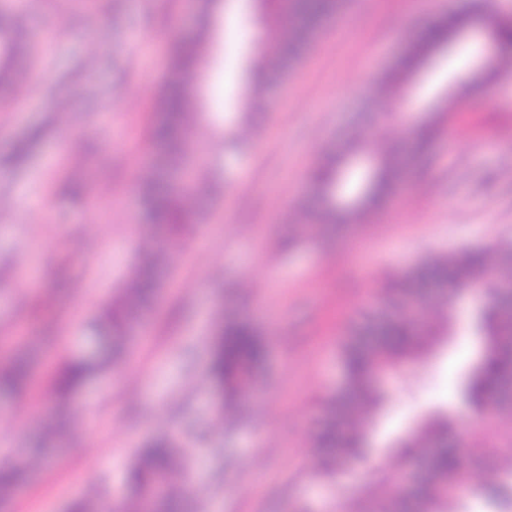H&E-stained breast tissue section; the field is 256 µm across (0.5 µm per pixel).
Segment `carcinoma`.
I'll use <instances>...</instances> for the list:
<instances>
[{
    "label": "carcinoma",
    "instance_id": "cac0c4a2",
    "mask_svg": "<svg viewBox=\"0 0 512 512\" xmlns=\"http://www.w3.org/2000/svg\"><path fill=\"white\" fill-rule=\"evenodd\" d=\"M219 0H198V25L194 34L176 41L170 66L162 84L159 119L152 127L151 140L162 154L164 166L179 171L171 181L153 175L140 183L142 219L148 233L143 238L131 279L99 316L98 330L106 340L104 351L93 358L71 360L57 379L58 408L45 430L60 437L71 414L66 399L86 379L125 355L128 336L141 322L160 287L161 270L169 252L188 230L184 202L208 193L191 156L193 124L198 115L194 81L208 64V42L216 20ZM259 19L265 23L260 39L250 50L244 73L250 75L249 93L243 119L252 121L262 110L269 87L288 71L307 46L311 33L336 7V0H256ZM481 5L468 4L451 16H440L418 40L407 46L406 54L377 83L375 104L382 105L395 87H403L418 70L425 56L450 42L453 24L468 22L479 15ZM35 19L0 9V85L14 87L13 59L19 36L33 29ZM398 120L410 126L420 148H425L444 131L442 113L426 120H413L400 113ZM365 148L359 140L338 147L332 143L321 153L309 181L303 215L312 217L325 230L350 228L365 215L378 213L382 203L395 194L400 184L402 160L395 151L375 156V168L356 208L339 210L332 202L336 183L347 181L342 164ZM512 243L503 241L487 251L469 249L434 256L419 262L380 289L379 310L366 318L365 330L352 329L339 345L342 382L323 401L322 424L314 440V474L332 479L365 453L368 431L387 402L378 376L417 360L425 345L448 331L450 302L470 289L483 291L488 304L479 313L476 330L484 337L480 366L460 376L456 394L480 422L475 429L482 447L479 455L501 454L502 445L488 435L490 421L497 414L512 412ZM409 298L420 301L425 311L417 320L405 314ZM267 360V340L250 324L228 318L217 334L210 363V377L221 392L226 413L246 401L258 385ZM29 365L23 358L0 364V394L22 389ZM457 420L440 411L429 414L414 434L410 447L431 449L417 489L409 491L396 475L383 468L367 488L362 502L344 507V512H451L450 507L468 497L491 504H512V471L493 483L471 484L460 477L461 459L454 448ZM26 463L0 466V502H6L21 477ZM184 468L179 449L167 437L155 439L129 470L127 480L135 498L129 508L122 500L99 494L77 502L72 512H188V501L177 478Z\"/></svg>",
    "mask_w": 512,
    "mask_h": 512
}]
</instances>
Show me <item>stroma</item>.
Here are the masks:
<instances>
[{"label": "stroma", "instance_id": "obj_1", "mask_svg": "<svg viewBox=\"0 0 512 512\" xmlns=\"http://www.w3.org/2000/svg\"><path fill=\"white\" fill-rule=\"evenodd\" d=\"M38 17L16 67L21 96H0V362L28 358L23 390L0 397V464L30 467L0 512H68L79 498H126V471L154 437L182 452L197 512H334L385 465L410 474V454L368 459L315 479L321 399L339 377L337 344L388 278L424 258L512 239V72L485 80L495 43L484 21L512 18V0H483V23L461 31L405 83L419 111L454 113L456 134L426 155L395 120L357 128L372 83L408 42L465 0H338L300 60L268 91L260 125L240 124L247 152L224 150V120L242 111L241 79L260 28L251 0H221L210 65L196 82L195 139L220 163L224 193L169 257L158 295L123 361L69 397L64 441H43L55 379L84 355L100 311L131 276L142 230L138 184L156 162L150 129L175 39L196 24L195 0H9ZM476 86L456 110L460 87ZM397 147L403 177L390 218L319 240L301 204L329 141ZM38 198V211L27 208ZM485 298L459 295L448 335L389 377L390 403L371 438L385 448L425 412L460 414L452 388L482 348L470 321ZM269 339L265 380L242 415H221L208 377L222 320ZM117 459L121 472L108 467Z\"/></svg>", "mask_w": 512, "mask_h": 512}]
</instances>
